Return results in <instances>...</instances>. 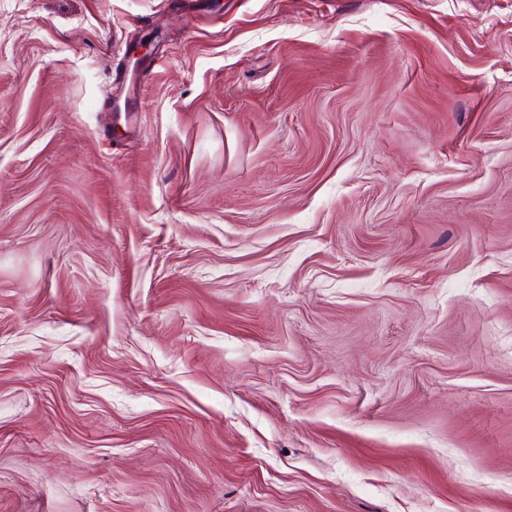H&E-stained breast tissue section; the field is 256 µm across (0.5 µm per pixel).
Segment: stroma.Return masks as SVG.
<instances>
[{
	"label": "stroma",
	"instance_id": "stroma-1",
	"mask_svg": "<svg viewBox=\"0 0 512 512\" xmlns=\"http://www.w3.org/2000/svg\"><path fill=\"white\" fill-rule=\"evenodd\" d=\"M0 512H512V0H0Z\"/></svg>",
	"mask_w": 512,
	"mask_h": 512
}]
</instances>
